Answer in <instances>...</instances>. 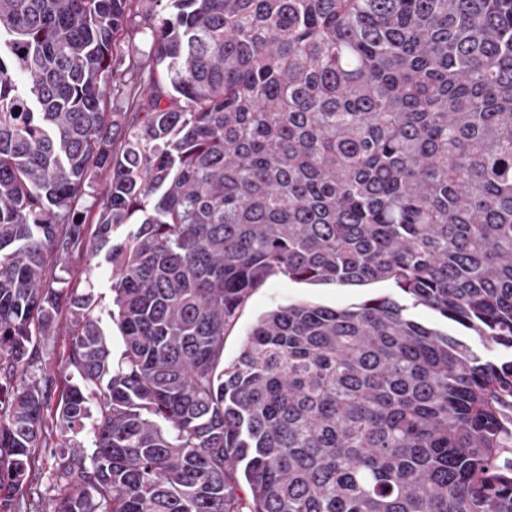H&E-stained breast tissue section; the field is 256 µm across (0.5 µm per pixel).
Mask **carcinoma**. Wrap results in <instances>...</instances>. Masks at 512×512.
<instances>
[{"mask_svg": "<svg viewBox=\"0 0 512 512\" xmlns=\"http://www.w3.org/2000/svg\"><path fill=\"white\" fill-rule=\"evenodd\" d=\"M84 249L117 362L47 277ZM275 275L390 282L480 346L298 301L224 366ZM63 311L56 394L28 370ZM50 405L47 512H512V0H0V512ZM92 270L88 271L87 262L76 264L68 272H62L57 269V273L69 279L73 289L77 293L87 291L88 284L93 288L96 295L101 296L100 319L101 326L106 335H108L114 358L117 360L123 351L122 336L115 320H112L109 310L112 308V273L108 263L99 255L90 260Z\"/></svg>", "mask_w": 512, "mask_h": 512, "instance_id": "1", "label": "carcinoma"}]
</instances>
